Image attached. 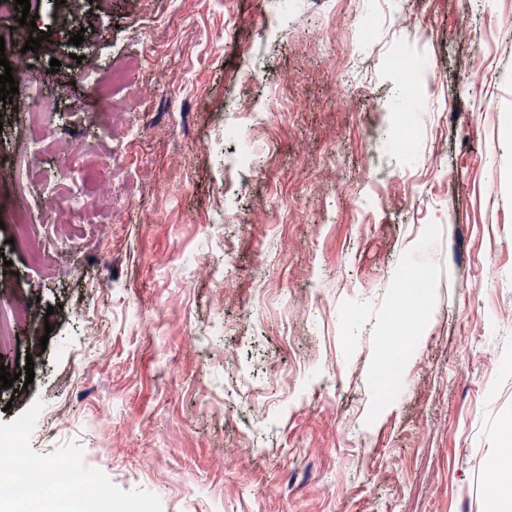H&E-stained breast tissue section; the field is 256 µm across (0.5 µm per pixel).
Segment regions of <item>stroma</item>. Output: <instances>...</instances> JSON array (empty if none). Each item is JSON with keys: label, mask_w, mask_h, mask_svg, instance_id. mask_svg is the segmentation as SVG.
I'll return each instance as SVG.
<instances>
[{"label": "stroma", "mask_w": 512, "mask_h": 512, "mask_svg": "<svg viewBox=\"0 0 512 512\" xmlns=\"http://www.w3.org/2000/svg\"><path fill=\"white\" fill-rule=\"evenodd\" d=\"M360 16L357 0L277 22L256 0H49V40L11 48L49 108L34 130L0 118V221L31 133L107 153L76 74L139 64L112 92L134 134L110 202L88 185L41 266L0 228V309L29 310L0 362L28 355L35 373L22 396L0 390V441L40 414L32 472L94 469L120 512H485L512 420V0H409L366 43ZM398 54L423 58L422 100L401 98ZM244 71L287 99L259 128L237 110L256 91ZM402 114L415 164L388 147ZM226 256L227 290L211 269ZM408 269L425 306L388 390L381 340Z\"/></svg>", "instance_id": "stroma-1"}]
</instances>
